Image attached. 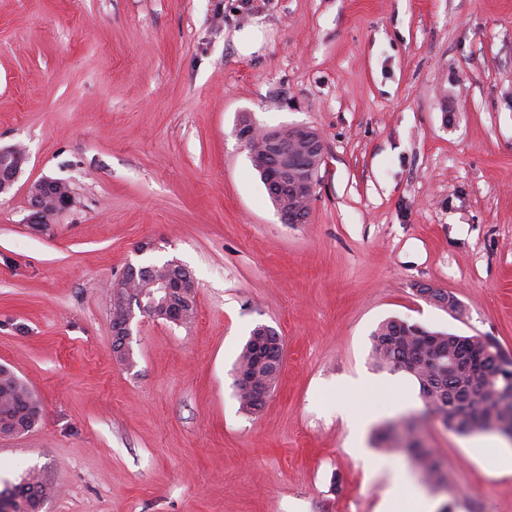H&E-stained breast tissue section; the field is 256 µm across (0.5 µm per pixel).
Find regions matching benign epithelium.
<instances>
[{"instance_id":"1","label":"benign epithelium","mask_w":512,"mask_h":512,"mask_svg":"<svg viewBox=\"0 0 512 512\" xmlns=\"http://www.w3.org/2000/svg\"><path fill=\"white\" fill-rule=\"evenodd\" d=\"M236 136L249 148V156L262 174L265 189L280 201L278 214L283 221L289 219V203L299 200L311 201L314 198L317 181L311 171L321 164L324 144L321 136L303 126L292 129L289 136L277 140L274 153L264 156L251 149L252 142H263L264 132L254 122L241 124L236 128ZM26 150L21 146L0 147V195L9 193L18 182L24 164ZM29 215L26 223L36 226L49 224L54 215L71 207L74 194L64 180L45 177L31 183L27 189ZM137 266L130 264L124 274L112 281L109 292L120 295L134 291V278ZM153 273V286L157 294L164 297L166 304L161 317L163 320L182 324L195 315V283L190 277L179 274L182 264L177 261L163 266H148ZM137 306H127L113 314L112 340L117 353L124 355L125 364L132 362L131 324L135 311L143 315L151 314V308L142 296H137ZM456 342L474 354L477 360L489 358L498 368L501 382L500 393L504 403L512 402V358L503 353L497 343L488 337L458 336ZM257 359L268 376H279L283 366V341L272 329L263 330L256 340ZM237 389L256 391L260 398L268 396L271 384L259 383L250 374L237 376Z\"/></svg>"}]
</instances>
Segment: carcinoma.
<instances>
[{
  "instance_id": "cac0c4a2",
  "label": "carcinoma",
  "mask_w": 512,
  "mask_h": 512,
  "mask_svg": "<svg viewBox=\"0 0 512 512\" xmlns=\"http://www.w3.org/2000/svg\"><path fill=\"white\" fill-rule=\"evenodd\" d=\"M425 336H414L397 319L381 322L373 332L372 354L378 366L391 371H400L415 358V348L424 344ZM497 373L490 362L477 369L474 379L487 387L483 393L468 391L460 377H448L435 365L422 362L411 373L418 384L425 412L442 423L457 414L455 432L459 435L472 433V427L485 426L501 430L512 438V404L502 406L501 399L493 388L498 382L491 381ZM0 418L3 425L0 433L14 434L30 431L39 420V407L28 388L9 370L0 368ZM406 450L417 469L433 485L442 483L440 464L434 452L421 446L414 438L411 426H405ZM53 493V487L44 483L40 476L32 473L19 483L0 491V498L9 499L14 512H24V508L44 503Z\"/></svg>"
}]
</instances>
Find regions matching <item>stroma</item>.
<instances>
[{
	"label": "stroma",
	"mask_w": 512,
	"mask_h": 512,
	"mask_svg": "<svg viewBox=\"0 0 512 512\" xmlns=\"http://www.w3.org/2000/svg\"><path fill=\"white\" fill-rule=\"evenodd\" d=\"M248 26L265 37L243 55ZM245 114L321 135L306 223L271 204ZM14 144L0 367L40 418L0 434V490L34 471L54 488L42 512H377L394 472L424 484L376 439L411 420L443 465L430 497L512 512L505 439L423 416L417 381L371 356L389 318L512 356V0H0ZM44 177L75 202L37 231L26 188ZM171 259L195 318L137 316L121 364L105 285ZM259 324L284 358L252 414L233 368Z\"/></svg>",
	"instance_id": "obj_1"
}]
</instances>
